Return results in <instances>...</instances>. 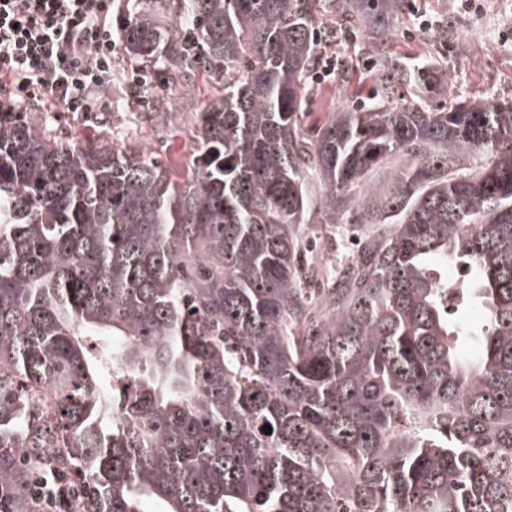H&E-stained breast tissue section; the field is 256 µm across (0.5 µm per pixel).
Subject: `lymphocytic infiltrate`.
Masks as SVG:
<instances>
[{"label": "lymphocytic infiltrate", "mask_w": 512, "mask_h": 512, "mask_svg": "<svg viewBox=\"0 0 512 512\" xmlns=\"http://www.w3.org/2000/svg\"><path fill=\"white\" fill-rule=\"evenodd\" d=\"M114 48L112 0H0V112L35 97L96 111ZM28 490L47 512H68L63 477L35 474Z\"/></svg>", "instance_id": "lymphocytic-infiltrate-1"}]
</instances>
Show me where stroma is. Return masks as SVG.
Masks as SVG:
<instances>
[{
  "instance_id": "obj_1",
  "label": "stroma",
  "mask_w": 512,
  "mask_h": 512,
  "mask_svg": "<svg viewBox=\"0 0 512 512\" xmlns=\"http://www.w3.org/2000/svg\"><path fill=\"white\" fill-rule=\"evenodd\" d=\"M481 9L461 13L457 0H410L383 31L353 24L349 39L328 44L322 57L326 70L313 77V91L301 114L303 133L314 135L329 113L348 111L368 98L389 66L417 60L427 72L418 91L397 88V96L423 106H444L455 97H512V43L498 34L512 27V0H480ZM454 51H447L448 42ZM221 84L208 72L190 73L183 93L146 84L135 96L112 101L94 112H58L46 99L23 104L27 112L57 116L59 135L77 144L94 138L95 126L122 129L135 124L142 147L174 175L186 176L196 151L193 114L220 94ZM354 213L328 224L320 208H312L305 226L315 248L305 257L326 269L350 263L357 255L348 236Z\"/></svg>"
}]
</instances>
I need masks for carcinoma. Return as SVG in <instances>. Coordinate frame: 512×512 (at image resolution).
I'll list each match as a JSON object with an SVG mask.
<instances>
[{"label": "carcinoma", "mask_w": 512, "mask_h": 512, "mask_svg": "<svg viewBox=\"0 0 512 512\" xmlns=\"http://www.w3.org/2000/svg\"><path fill=\"white\" fill-rule=\"evenodd\" d=\"M323 2L373 28L402 7ZM313 10L131 0L123 49L156 84L224 87L183 182L130 136L0 112V482L68 475L72 512H512V99L422 107L387 81L309 138ZM392 158L388 191L352 194ZM312 181L326 223L395 225L314 322ZM477 300L484 327L452 319Z\"/></svg>", "instance_id": "cac0c4a2"}]
</instances>
